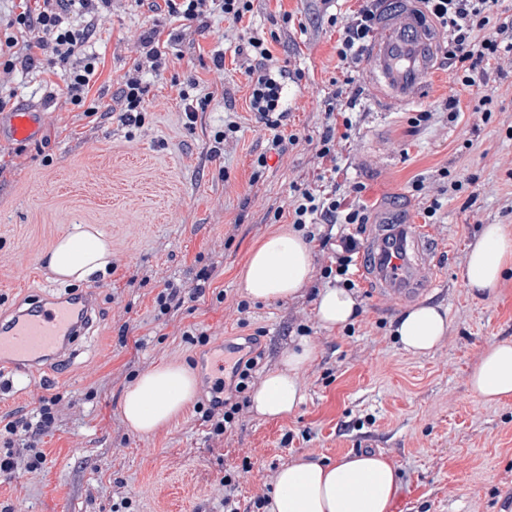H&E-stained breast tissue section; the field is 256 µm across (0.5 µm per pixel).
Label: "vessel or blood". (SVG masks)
<instances>
[{
    "mask_svg": "<svg viewBox=\"0 0 512 512\" xmlns=\"http://www.w3.org/2000/svg\"><path fill=\"white\" fill-rule=\"evenodd\" d=\"M441 45L421 0H383L376 35L365 55L364 75L374 86L377 111L409 104L425 87ZM44 113L19 107L9 113L5 131L14 140L38 137ZM431 240L422 225L410 223L400 205L384 209L361 254L365 275L377 299L409 303L430 288ZM92 300L40 298L0 329V371H20L56 358L88 317Z\"/></svg>",
    "mask_w": 512,
    "mask_h": 512,
    "instance_id": "1",
    "label": "vessel or blood"
}]
</instances>
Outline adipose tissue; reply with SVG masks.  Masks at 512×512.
I'll return each instance as SVG.
<instances>
[{
    "instance_id": "obj_1",
    "label": "adipose tissue",
    "mask_w": 512,
    "mask_h": 512,
    "mask_svg": "<svg viewBox=\"0 0 512 512\" xmlns=\"http://www.w3.org/2000/svg\"><path fill=\"white\" fill-rule=\"evenodd\" d=\"M112 265V251L95 228L77 224L48 254L57 277L82 281ZM512 269V230L503 224L484 225L467 251L462 276L469 288L496 296L507 270ZM314 272L308 243L295 231L267 235L251 251L239 275V286L252 300L295 296ZM358 303L344 288L319 291L316 315L328 328L352 322ZM448 332V317L440 306L422 304L405 313L395 334L403 349L426 354ZM315 352L307 340L288 349L251 397L252 411L274 418L292 413L306 399L301 374ZM476 397L485 403L512 397V341L487 347L470 373ZM196 381L184 367L167 365L148 370L129 386L121 411L130 428L150 434L178 416L194 396ZM400 485L399 472L383 454H346L334 462L300 457L282 466L268 498V512H390Z\"/></svg>"
}]
</instances>
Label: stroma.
Listing matches in <instances>:
<instances>
[{
	"instance_id": "35a3bbf8",
	"label": "stroma",
	"mask_w": 512,
	"mask_h": 512,
	"mask_svg": "<svg viewBox=\"0 0 512 512\" xmlns=\"http://www.w3.org/2000/svg\"><path fill=\"white\" fill-rule=\"evenodd\" d=\"M360 6L253 0L237 25L216 15L187 27L140 11L134 0H112L92 45L101 65L90 98L111 103L143 30L157 24L170 36L168 70L145 77L139 127L71 105L63 68L0 70V90L12 95L8 111L31 104L46 114L36 140H0L8 163L0 173V321L45 287L58 296L71 290L45 257L72 225L95 227L112 250L111 267L82 283L95 294L98 322L74 341L64 371L47 361L0 392L5 422L30 416L41 398L58 400L56 427L41 438L43 468L0 472V512H224L228 473L239 478L240 512H259L257 498L288 461L362 451L382 453L400 472L391 512H512V398L482 403L468 382L484 349L512 340V276L484 299L461 275L483 225L512 227V74L490 71L481 87L462 93L443 62L416 102L391 112L374 111V90L363 72L354 74L362 93L340 164L348 183L363 184L369 214L396 202L418 224L414 183L447 188L427 226L437 250L426 300L448 312V334L434 351L403 350L394 329L407 305L375 299L359 272L354 335L317 320L309 294L327 285L317 275L294 297L251 303L247 326L238 321L237 277L251 250L289 228L295 189L314 185L321 172L314 141L346 77L332 20ZM247 34L267 39L275 65L303 74L285 88L288 116L274 130L251 109L250 59L235 51ZM219 53L220 70L213 64ZM191 77L211 101L189 128L179 91ZM455 94L462 112L454 119L444 104ZM486 95L493 103L484 121L474 109ZM421 110L429 121L411 124ZM231 121L235 137L211 157L214 132ZM276 135L288 142L284 154L268 149ZM262 153L267 166L259 170ZM489 154L501 165L486 162ZM442 170L447 178H439ZM207 267L204 298L158 316L155 298L166 282L193 287ZM302 326L315 349L301 375L305 402L278 419L244 409L224 435L212 436L200 409L225 378L213 364L218 341L258 336L269 371ZM191 330L205 332L206 342L185 340ZM161 364L188 369L196 393L155 433L134 432L121 413L123 393Z\"/></svg>"
}]
</instances>
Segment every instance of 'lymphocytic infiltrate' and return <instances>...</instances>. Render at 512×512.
Segmentation results:
<instances>
[{
    "instance_id": "lymphocytic-infiltrate-1",
    "label": "lymphocytic infiltrate",
    "mask_w": 512,
    "mask_h": 512,
    "mask_svg": "<svg viewBox=\"0 0 512 512\" xmlns=\"http://www.w3.org/2000/svg\"><path fill=\"white\" fill-rule=\"evenodd\" d=\"M375 2L363 0L360 8L340 27L336 53L341 65L354 67L360 63L363 50L376 29ZM136 3L147 12H162L186 25L203 21L215 12L235 24L252 10L251 0H136ZM422 3L448 35V66L454 70L462 92L475 87L488 67H496L501 73L512 70V14L503 9L502 0H422ZM111 6L112 0H41L39 9L24 7L13 12L5 24L7 32L0 39V66L10 70L19 65L28 71L45 62L62 66L67 72L66 94L70 103L84 108L86 115L98 114L100 105L89 102L88 94L99 59L88 46L95 34L97 18ZM74 15L82 17V24L71 23ZM20 43L24 44L25 53L17 61L12 50ZM245 49L252 59L246 75L252 86L253 109L279 111L280 83L290 78V71L282 67L278 72H271L273 55L264 38L249 37ZM136 51L138 56L116 92L121 104V120L128 125L142 121L147 93L143 72L159 75L170 64L158 28H149L139 36ZM353 107L350 101L342 106L329 104L325 126L316 144V156L326 163V172L320 175L318 186L297 189L291 203L293 228L302 231L306 241L319 242L321 248L331 251L330 263L323 269L324 277L336 278L341 286L349 289L356 286L352 266L360 250V240L349 227L368 221L361 186L353 185L343 193L337 190V179L342 172L339 160L352 127L348 112ZM324 224H341L345 230L334 238L321 233L320 227ZM260 360V354L249 352L232 361L229 396L213 397L210 409L205 412L214 434H224L243 410ZM53 404V399H42L35 419L6 424L7 434L21 435L25 455L1 457V472H12L20 465L29 471L43 467L46 457L38 443L56 424Z\"/></svg>"
}]
</instances>
